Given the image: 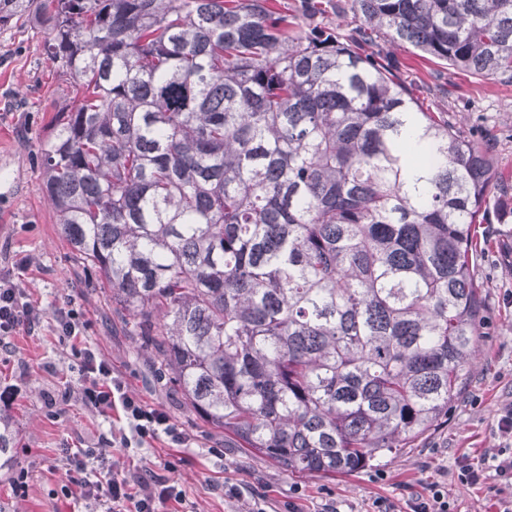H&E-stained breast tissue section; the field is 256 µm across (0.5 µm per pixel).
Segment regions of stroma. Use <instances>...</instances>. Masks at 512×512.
<instances>
[{"instance_id":"35a3bbf8","label":"stroma","mask_w":512,"mask_h":512,"mask_svg":"<svg viewBox=\"0 0 512 512\" xmlns=\"http://www.w3.org/2000/svg\"><path fill=\"white\" fill-rule=\"evenodd\" d=\"M45 34L26 22L0 29V275L24 264L21 286L27 301L44 309L35 331L19 330L0 354V418L16 434L12 471H0V502L7 512H76V500L58 496L64 477V445L89 448L111 422L78 397L50 413L47 394L78 388L79 374L55 330V306L81 310L89 341L126 375L134 394L165 409L191 436L188 448H130L135 465L163 460L177 464L188 512H372L376 499L404 507L426 485L447 488L459 512H498L488 488H464L453 477L458 458L478 457L497 447V421L512 404V82L462 72L419 56L408 45L389 47L397 78L432 112L447 113L470 140L486 148L498 175L488 238L477 260L486 296L481 336L448 418L396 457L358 474L336 479L291 475L260 455L233 447L223 433L190 413L183 398L158 375V358L143 349L96 282L61 236L53 206L42 191L41 152L54 110L70 88L56 61L43 50ZM29 471L26 496L11 489L13 470ZM241 486L243 496L224 494Z\"/></svg>"}]
</instances>
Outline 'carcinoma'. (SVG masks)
I'll list each match as a JSON object with an SVG mask.
<instances>
[{
    "mask_svg": "<svg viewBox=\"0 0 512 512\" xmlns=\"http://www.w3.org/2000/svg\"><path fill=\"white\" fill-rule=\"evenodd\" d=\"M265 2L0 0V27L48 26L72 96L43 189L158 373L245 451L351 475L461 388L498 180L375 47L512 80V0H351L350 35Z\"/></svg>",
    "mask_w": 512,
    "mask_h": 512,
    "instance_id": "obj_1",
    "label": "carcinoma"
}]
</instances>
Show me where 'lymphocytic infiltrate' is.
Returning a JSON list of instances; mask_svg holds the SVG:
<instances>
[{
	"label": "lymphocytic infiltrate",
	"mask_w": 512,
	"mask_h": 512,
	"mask_svg": "<svg viewBox=\"0 0 512 512\" xmlns=\"http://www.w3.org/2000/svg\"><path fill=\"white\" fill-rule=\"evenodd\" d=\"M54 321L59 338L67 344L82 378L79 396L84 405L104 419L121 412L136 438L145 445L164 437L184 448L191 437L162 409L145 406L132 394L126 378L81 337L83 324L73 309H57ZM42 315L26 302L14 276L0 277V350H8L19 328L36 329ZM500 444L479 458L457 460L454 475L464 486L474 487L495 479L512 486V405L505 407L497 423ZM66 461L61 491L66 498L90 503L93 512H176L186 493L172 464L135 471L109 460L100 448L63 449Z\"/></svg>",
	"instance_id": "obj_1"
}]
</instances>
